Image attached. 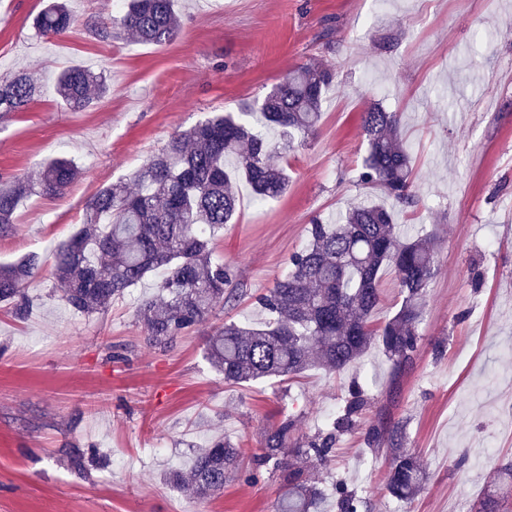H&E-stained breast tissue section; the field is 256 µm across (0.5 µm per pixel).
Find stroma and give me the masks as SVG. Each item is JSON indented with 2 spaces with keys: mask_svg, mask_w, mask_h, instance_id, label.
Segmentation results:
<instances>
[{
  "mask_svg": "<svg viewBox=\"0 0 512 512\" xmlns=\"http://www.w3.org/2000/svg\"><path fill=\"white\" fill-rule=\"evenodd\" d=\"M45 4L0 0V80L21 71L39 86L24 110L0 118V181L35 176L59 155L82 173L62 196L26 198L0 235V262L42 259L26 319L0 306V512H275L276 472L235 477L204 500L163 475L216 436L259 447L287 412L301 413L300 436L314 435L355 378L369 402L314 481H345L366 499L363 512H475L493 491L500 512H512V486L493 478L512 461V0H180L179 34L162 46L90 33L87 21L119 15L113 0H70L75 25L39 35L33 19ZM310 60L336 80L316 131L289 156L287 193L254 204L239 183L236 219L213 242L244 296L164 350L146 344L136 317L159 274L91 316L59 301L53 250L101 187ZM73 65L109 86L81 111L55 92L58 72ZM375 103L400 114L415 159L419 203L398 207V221L440 240L413 366L395 370L374 347L337 374L226 383L203 359L214 327L265 319L252 296L287 271L313 218L379 201L358 182L361 114ZM397 425L428 474L409 502L388 495L386 451L367 440L370 429ZM90 447L106 454V468L66 465Z\"/></svg>",
  "mask_w": 512,
  "mask_h": 512,
  "instance_id": "35a3bbf8",
  "label": "stroma"
}]
</instances>
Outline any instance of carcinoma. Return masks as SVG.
I'll return each mask as SVG.
<instances>
[{"mask_svg":"<svg viewBox=\"0 0 512 512\" xmlns=\"http://www.w3.org/2000/svg\"><path fill=\"white\" fill-rule=\"evenodd\" d=\"M67 0H49L33 20L43 36L62 35L75 23ZM180 29L175 0H129L112 26H89L102 39L127 38L140 44L171 43ZM335 79L329 66L304 63L244 112L210 116L173 136L134 174L131 188L117 181L99 190L86 207L82 226L54 250V275L61 300L74 312L91 315L108 308L131 288L163 270L156 295L144 296L136 309L146 342L166 349L176 338L207 324L224 304L239 296L230 266L212 257L211 239L233 223L244 180L255 201L284 196L288 190V152L315 131L323 95ZM56 89L73 110L89 107L104 95L103 77L82 66L64 68ZM36 86L26 74L0 82V114L23 110ZM262 125L278 141L256 129ZM367 141L360 182L404 206L415 204L410 150L400 133V118L379 106L361 115ZM81 173L66 157L53 159L35 182L0 184V234L15 223L21 201L38 192L59 195ZM41 266L36 254L0 265V304L17 319L28 315L26 284ZM394 270L402 300L376 329L371 318L380 302V271ZM438 270V239L433 234L405 237L393 209L358 204L336 217L310 224L307 244L289 257L288 270L256 303L270 315L265 322H224L209 336L206 359L230 384L294 379L307 370L337 373L374 343L397 368L413 364L427 290ZM366 406L365 390L352 384L336 417L308 440L295 438L301 417L283 416L266 432L250 462L282 474L284 490L276 512H317L322 492L309 472L327 465L336 439L356 425ZM391 459L385 488L398 500L413 499L427 473L403 449L402 429L385 430ZM244 449L222 437L198 449L187 470L171 469V487L204 498L223 492L243 471ZM78 471L100 464L97 450L67 457ZM338 512H362L364 498L343 481L335 484Z\"/></svg>","mask_w":512,"mask_h":512,"instance_id":"obj_1","label":"carcinoma"}]
</instances>
